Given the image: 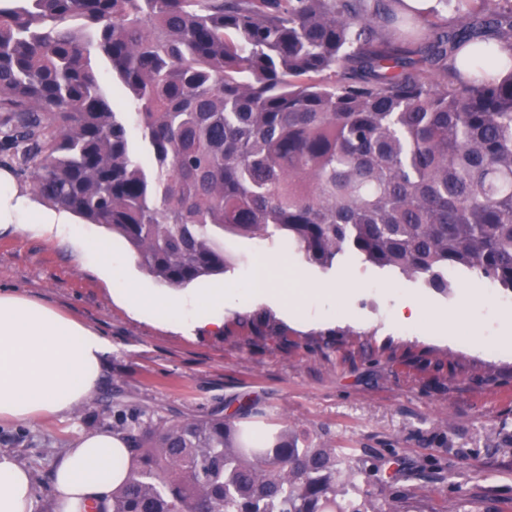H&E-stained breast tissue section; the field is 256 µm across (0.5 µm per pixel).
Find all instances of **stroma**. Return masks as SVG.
Instances as JSON below:
<instances>
[{
    "mask_svg": "<svg viewBox=\"0 0 512 512\" xmlns=\"http://www.w3.org/2000/svg\"><path fill=\"white\" fill-rule=\"evenodd\" d=\"M69 234L0 224V291L36 298L91 326L112 345L103 376L72 416L0 424V453L52 477L40 450L62 451L99 415L147 409L177 420L216 408L242 410L257 439L283 425L339 448L365 464L390 456L406 468L376 488L391 512H439L459 499L465 512H512V296L480 304L482 283L458 276L443 294L399 273L341 258L323 269L284 240L225 237L229 267L217 279L179 289L177 309L129 313L112 297L137 286L158 297L170 287L141 266L127 243L101 224ZM275 257L279 288H300L301 320L249 299L256 254ZM112 262L104 277L97 262ZM336 292L323 294L325 285ZM223 288L246 301L225 308L218 331L185 333L173 320L205 307L203 292ZM423 302L419 324L403 334L391 315L402 293ZM468 337V345L457 337Z\"/></svg>",
    "mask_w": 512,
    "mask_h": 512,
    "instance_id": "stroma-1",
    "label": "stroma"
}]
</instances>
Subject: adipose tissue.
Segmentation results:
<instances>
[{"label": "adipose tissue", "instance_id": "ef3b65f1", "mask_svg": "<svg viewBox=\"0 0 512 512\" xmlns=\"http://www.w3.org/2000/svg\"><path fill=\"white\" fill-rule=\"evenodd\" d=\"M66 210H48L0 169V224H64ZM107 341L62 310L0 293V421L65 418L96 389ZM124 444L108 431L80 434L64 449L54 474L56 512H87L122 476L114 463ZM35 491L24 466L0 455V512H34Z\"/></svg>", "mask_w": 512, "mask_h": 512}]
</instances>
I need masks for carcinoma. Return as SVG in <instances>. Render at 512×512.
Returning a JSON list of instances; mask_svg holds the SVG:
<instances>
[{
  "label": "carcinoma",
  "mask_w": 512,
  "mask_h": 512,
  "mask_svg": "<svg viewBox=\"0 0 512 512\" xmlns=\"http://www.w3.org/2000/svg\"><path fill=\"white\" fill-rule=\"evenodd\" d=\"M0 0V147L51 204L104 224L171 288L224 236L279 233L446 293L512 292V0ZM127 91L114 105L101 64ZM123 479L91 512H386L354 448L237 414L114 415Z\"/></svg>",
  "instance_id": "cac0c4a2"
}]
</instances>
